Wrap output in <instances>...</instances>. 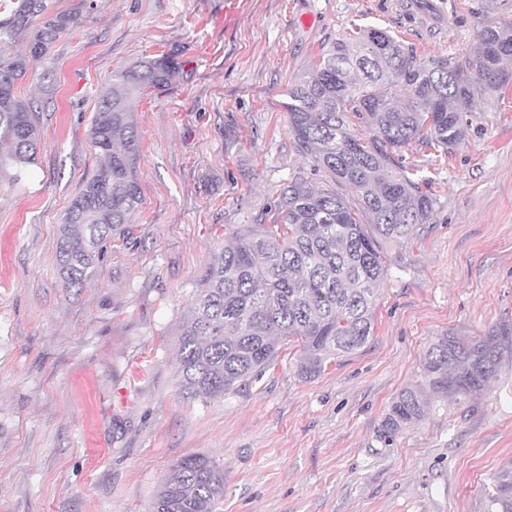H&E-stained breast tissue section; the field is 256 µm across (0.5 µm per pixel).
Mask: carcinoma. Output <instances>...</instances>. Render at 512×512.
<instances>
[{"label":"carcinoma","mask_w":512,"mask_h":512,"mask_svg":"<svg viewBox=\"0 0 512 512\" xmlns=\"http://www.w3.org/2000/svg\"><path fill=\"white\" fill-rule=\"evenodd\" d=\"M56 0H0V177L21 180L41 143L33 105L17 83L46 60L54 43L79 24L77 11H55ZM31 32L27 50L13 51ZM512 22L477 31L475 74L447 55L421 58L387 29L359 27L321 48L319 59L286 90L284 108L298 151L313 170L349 187L357 206L297 173L280 189L271 224H241L199 280L180 328L178 385L190 398L235 393L259 378L281 343H300L297 374L311 379L333 361L366 345L387 268L382 239L400 241L429 221L436 198L430 177L395 160L416 141L446 154L465 139L466 113L476 99L512 82ZM176 73L168 55L141 60L114 75L117 88L97 101L90 127L102 158L82 180L59 227L58 275L81 287L103 247L125 235L143 196L133 169L140 151L132 96L166 86ZM405 97L396 100L398 90ZM359 121L370 131L363 139ZM369 223H364L363 218ZM512 352V323L468 339L446 331L430 343L421 380L392 399L379 438L390 443L421 423L440 399L464 397L496 378ZM224 466L204 455L174 463L154 512H218ZM488 512H512V467L492 482Z\"/></svg>","instance_id":"1"}]
</instances>
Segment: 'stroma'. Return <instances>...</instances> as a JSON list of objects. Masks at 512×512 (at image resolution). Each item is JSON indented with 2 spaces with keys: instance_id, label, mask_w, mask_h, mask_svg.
Here are the masks:
<instances>
[{
  "instance_id": "obj_1",
  "label": "stroma",
  "mask_w": 512,
  "mask_h": 512,
  "mask_svg": "<svg viewBox=\"0 0 512 512\" xmlns=\"http://www.w3.org/2000/svg\"><path fill=\"white\" fill-rule=\"evenodd\" d=\"M224 2L58 0L81 21L50 71L17 87L40 103L42 144L19 183L0 181V512H152L170 466L194 454L224 465L219 512H487L512 467L511 354L488 387L437 402L391 445L377 431L435 336L512 321V86L476 101L452 155L401 148L437 205L407 240L381 241L364 347L305 380L283 344L259 380L212 399L187 398L177 376L213 253L236 225L271 223L278 190L312 172L288 131V85L358 26L473 67L481 0H443L434 27L397 0H239L230 18ZM163 54L175 78L132 105L143 205L84 287H62L58 229L100 161L95 104L115 72Z\"/></svg>"
}]
</instances>
